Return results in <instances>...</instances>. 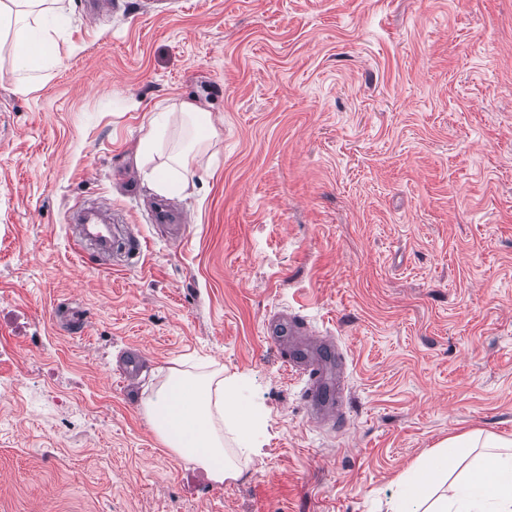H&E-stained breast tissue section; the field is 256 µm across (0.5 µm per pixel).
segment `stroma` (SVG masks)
Returning a JSON list of instances; mask_svg holds the SVG:
<instances>
[{
  "mask_svg": "<svg viewBox=\"0 0 512 512\" xmlns=\"http://www.w3.org/2000/svg\"><path fill=\"white\" fill-rule=\"evenodd\" d=\"M126 5L60 0L44 70L0 54V512H392L448 435L512 438V0ZM187 104L197 178L161 195L136 152L163 117L165 162ZM95 200L146 238L138 265L72 247ZM280 310L346 357L338 433L264 337ZM210 363L263 417L225 423L259 453L221 483L143 412Z\"/></svg>",
  "mask_w": 512,
  "mask_h": 512,
  "instance_id": "obj_1",
  "label": "stroma"
}]
</instances>
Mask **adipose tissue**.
Listing matches in <instances>:
<instances>
[{
	"label": "adipose tissue",
	"mask_w": 512,
	"mask_h": 512,
	"mask_svg": "<svg viewBox=\"0 0 512 512\" xmlns=\"http://www.w3.org/2000/svg\"><path fill=\"white\" fill-rule=\"evenodd\" d=\"M47 0H0V29L14 28L8 47L19 69L42 67L48 60L62 13ZM235 378L215 370L207 374L172 371L166 384L146 403V415L163 444L181 459L204 467L216 482L237 478L236 460L224 449L223 424H255L237 401ZM441 458L461 448L480 449L462 480L445 484L433 460L411 474L403 490L407 507L395 512H512V439L469 432L441 443Z\"/></svg>",
	"instance_id": "ef3b65f1"
}]
</instances>
